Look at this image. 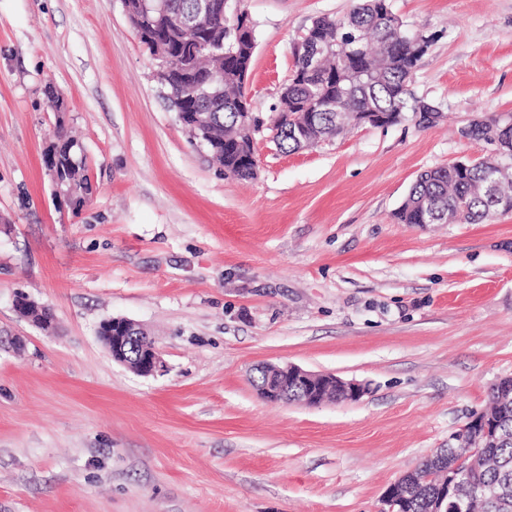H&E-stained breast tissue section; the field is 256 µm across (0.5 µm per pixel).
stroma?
<instances>
[{"label":"stroma","instance_id":"35a3bbf8","mask_svg":"<svg viewBox=\"0 0 512 512\" xmlns=\"http://www.w3.org/2000/svg\"><path fill=\"white\" fill-rule=\"evenodd\" d=\"M355 3L240 0L254 112L293 41ZM389 5L431 39L409 89L442 119L294 153L263 134L240 181L169 109L120 0H0V334L23 340L0 347V512H382L512 377V213L394 217L420 172L483 156L469 119L512 113V0ZM60 122L93 185L78 210L43 162ZM112 317L150 331L161 372L112 360ZM286 363L366 393L260 398L255 368Z\"/></svg>","mask_w":512,"mask_h":512}]
</instances>
